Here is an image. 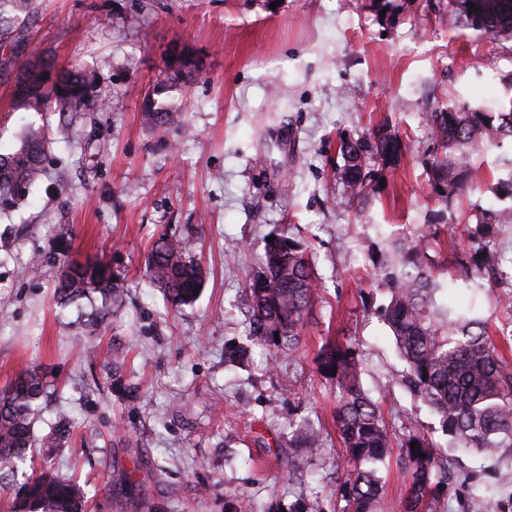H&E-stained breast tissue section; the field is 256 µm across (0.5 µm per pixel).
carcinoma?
Wrapping results in <instances>:
<instances>
[{"instance_id":"obj_1","label":"carcinoma","mask_w":512,"mask_h":512,"mask_svg":"<svg viewBox=\"0 0 512 512\" xmlns=\"http://www.w3.org/2000/svg\"><path fill=\"white\" fill-rule=\"evenodd\" d=\"M34 8V0H0V48L13 33L11 14ZM473 24L495 38L512 39V0H495L494 16L475 17ZM170 79L159 83L150 98L146 124L162 127L176 117L170 105L159 99L174 89ZM83 76L73 74L52 85L44 74L34 76L29 90L20 96L36 110L55 103L61 109L78 108L87 94ZM428 121L442 149L431 165V184L445 207L470 187L487 185L498 197L512 190V182L486 183L484 172L471 160L480 145L500 147L512 140V107L484 112L467 104L431 112ZM48 131L31 124L22 147L0 153V205L42 175ZM343 164L334 177L344 187V198L367 206L377 194L380 169L396 168L403 155L399 135L378 129L372 135L340 139ZM512 224V208H479L475 225H461L462 232L479 240L492 237L494 229ZM378 249H368L366 259L388 287L384 320L406 363L405 384L427 402L442 420L456 453L477 452L492 457L497 449L512 447V367L489 340L487 319L470 308L450 305L444 299L447 285L434 276L437 264L429 254L431 235L423 229L411 236H396L376 227ZM192 242L156 239L146 259V276L175 308L192 303L202 287L200 267L191 256ZM478 268L465 271L466 290L476 295L493 278L499 260L488 261L487 248L471 256ZM318 288L310 257L302 243L283 234L265 243L264 263L248 286L251 334L274 342L293 353L300 341L304 314ZM54 295L61 318L75 311L79 324L95 332L122 300V292L106 269L98 264L64 269ZM319 372L336 389L334 422L344 448V464L351 467L338 488L346 502L344 512H377L381 493L380 465L392 443L376 402L360 384L354 350L334 345L321 354ZM50 384L36 368L21 369L11 384L0 390V485L15 478L36 448L61 455L68 444L70 421L60 412L51 431L38 438L34 424L40 401ZM401 447L410 464L405 512H431L429 497L448 471L438 464V448L418 432L415 424ZM424 456H419V453ZM86 492L71 478L40 473L26 478L24 493L15 498L12 512H84Z\"/></svg>"}]
</instances>
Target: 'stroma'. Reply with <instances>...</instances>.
I'll use <instances>...</instances> for the list:
<instances>
[{
  "label": "stroma",
  "mask_w": 512,
  "mask_h": 512,
  "mask_svg": "<svg viewBox=\"0 0 512 512\" xmlns=\"http://www.w3.org/2000/svg\"><path fill=\"white\" fill-rule=\"evenodd\" d=\"M20 15L13 57L41 63L48 83L89 80L79 111L37 113L0 78V150L47 122L44 172L0 210V388L24 367L51 385L35 425L67 408L73 434L39 471L86 486L89 512H341L345 478L327 344L353 347L360 383L394 446L381 471L379 512H404L406 423L447 449L439 417L403 385L406 365L378 310L387 301L362 252L373 225L404 235L435 224L432 246L448 299L464 300L458 259L474 203L512 197L476 190L443 209L430 184L437 144L426 115L451 105L512 103V39L473 28L456 0H36ZM182 67H174L173 57ZM176 77L178 118L144 125L154 85ZM396 132L404 155L381 171L372 204L341 201L340 134ZM304 243L319 288L293 354L249 334L246 287L269 234ZM192 237L204 274L195 303L173 308L144 277L160 236ZM100 263L121 308L89 341L54 315L68 264ZM512 363V269L475 302ZM93 347L94 358L83 356ZM246 359H239V350ZM320 433L319 453L301 448ZM512 512V447L497 459L459 455L436 512H467L473 492Z\"/></svg>",
  "instance_id": "1"
}]
</instances>
